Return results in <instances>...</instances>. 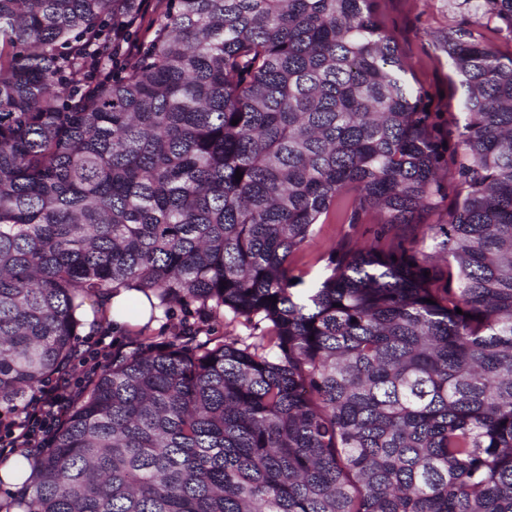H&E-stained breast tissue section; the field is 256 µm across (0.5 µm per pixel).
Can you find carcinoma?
<instances>
[{
	"label": "carcinoma",
	"instance_id": "obj_1",
	"mask_svg": "<svg viewBox=\"0 0 512 512\" xmlns=\"http://www.w3.org/2000/svg\"><path fill=\"white\" fill-rule=\"evenodd\" d=\"M143 2L0 0V411L119 288L261 333L112 352L17 508L512 512V0L444 41L454 125L382 0ZM333 206L411 235L298 296Z\"/></svg>",
	"mask_w": 512,
	"mask_h": 512
}]
</instances>
